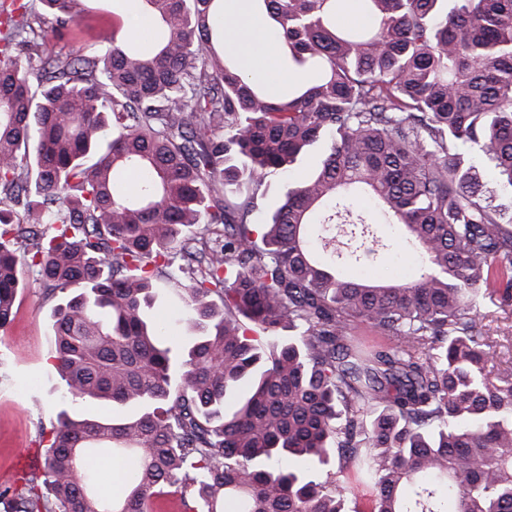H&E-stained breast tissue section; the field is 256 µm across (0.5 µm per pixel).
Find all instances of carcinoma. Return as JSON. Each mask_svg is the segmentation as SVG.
Masks as SVG:
<instances>
[{"instance_id":"obj_1","label":"carcinoma","mask_w":512,"mask_h":512,"mask_svg":"<svg viewBox=\"0 0 512 512\" xmlns=\"http://www.w3.org/2000/svg\"><path fill=\"white\" fill-rule=\"evenodd\" d=\"M87 2L0 0V328L24 263L66 392L112 417L60 411L4 512H347L333 453L370 512H512V370L467 317L512 305V0H363L343 28L345 0H254L305 77L276 99L224 55L223 0H142L147 47L107 26L46 51ZM359 189L415 279L336 274L389 247ZM92 455L136 467L108 496ZM101 26L102 24L95 20L84 21L80 27L75 30L74 35L70 39L58 41L52 38L48 40L47 49L53 51L62 50L63 52L71 50L86 51L94 44V41L90 39V35L94 34ZM90 27H92L93 30H90ZM322 147L316 145L306 154L300 156L297 162L285 172L270 176L266 179L262 191L264 197L259 201V208L253 212L250 217L252 224L265 223L281 204L284 194L288 188V183L296 181L312 170L316 163L322 158Z\"/></svg>"}]
</instances>
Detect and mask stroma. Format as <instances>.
Wrapping results in <instances>:
<instances>
[{"label":"stroma","mask_w":512,"mask_h":512,"mask_svg":"<svg viewBox=\"0 0 512 512\" xmlns=\"http://www.w3.org/2000/svg\"><path fill=\"white\" fill-rule=\"evenodd\" d=\"M323 150L313 147L285 172L270 176L264 196L250 217L251 223H265L281 204L290 182L303 177L321 160ZM378 233L390 247L373 264L354 267L363 276L411 278L419 267L417 254L407 249L399 226L382 224ZM54 299L45 295L38 283L20 292L11 323L0 329V477L31 473L43 447L40 430L55 423L59 411L74 417L106 415L107 409L95 401H71L54 368L51 312ZM478 328L496 331L504 343L494 346L489 357L493 370L512 369V307L498 309L485 303L473 311Z\"/></svg>","instance_id":"1"}]
</instances>
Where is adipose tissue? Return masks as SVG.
<instances>
[{"label": "adipose tissue", "mask_w": 512, "mask_h": 512, "mask_svg": "<svg viewBox=\"0 0 512 512\" xmlns=\"http://www.w3.org/2000/svg\"><path fill=\"white\" fill-rule=\"evenodd\" d=\"M224 26V51L238 61L243 72L280 96L294 80L282 63L284 44L272 36L273 22L254 10L252 0H224L220 16Z\"/></svg>", "instance_id": "adipose-tissue-1"}]
</instances>
